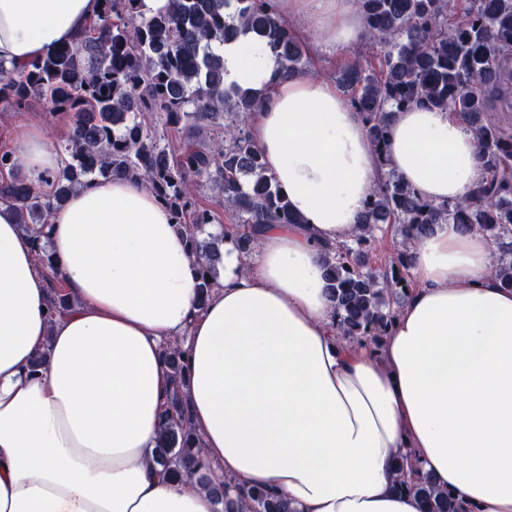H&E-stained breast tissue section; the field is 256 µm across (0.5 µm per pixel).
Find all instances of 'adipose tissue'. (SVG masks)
Wrapping results in <instances>:
<instances>
[{
	"instance_id": "adipose-tissue-1",
	"label": "adipose tissue",
	"mask_w": 512,
	"mask_h": 512,
	"mask_svg": "<svg viewBox=\"0 0 512 512\" xmlns=\"http://www.w3.org/2000/svg\"><path fill=\"white\" fill-rule=\"evenodd\" d=\"M316 32L318 51L365 39L353 0H270ZM100 0H0V60L28 68L79 44ZM217 51L224 82L259 92L248 130L295 224L262 225L206 304L169 208L142 183L94 180L23 233L0 201V512H217L209 488L155 461L174 387L163 350L181 344L200 462L298 512H420L393 487L411 455L469 512H512V288L487 237L443 224L414 243L409 297L378 344L336 335L326 247L353 239L382 169L422 199L465 198L482 174L477 141L445 109L393 110L384 152L329 80L284 75L266 41ZM14 156L43 195L63 154L34 123ZM53 254L75 303L55 310L34 259ZM46 355L36 367L38 355Z\"/></svg>"
}]
</instances>
